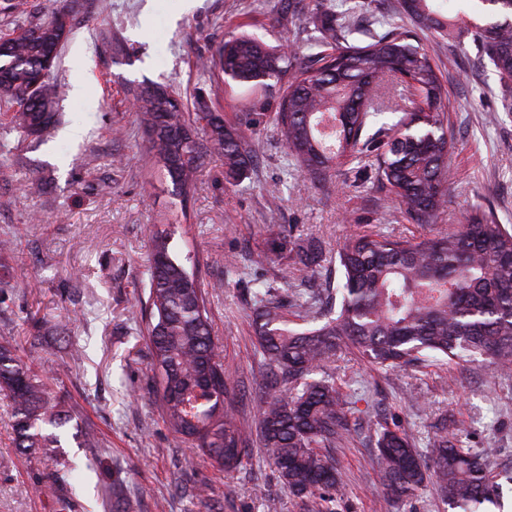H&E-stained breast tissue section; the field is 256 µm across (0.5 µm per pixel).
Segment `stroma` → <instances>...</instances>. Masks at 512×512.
I'll return each mask as SVG.
<instances>
[{
    "mask_svg": "<svg viewBox=\"0 0 512 512\" xmlns=\"http://www.w3.org/2000/svg\"><path fill=\"white\" fill-rule=\"evenodd\" d=\"M24 14L0 13V31L49 19L74 6L73 34L63 45L55 80L64 94L60 122L26 136L0 123V344L53 378V388L76 407L77 424L59 430L53 454L20 453L12 409L0 395V512H56L44 488L66 465L76 512H301L279 484L266 453L253 446L227 474L196 458L165 424L137 317L145 300L147 240L154 224L169 225L178 260L200 253L199 276L222 282L211 305L213 333L235 385L238 419L256 427L264 368L256 352L253 306L236 263L268 259L258 273L274 287L316 289L325 275L275 257L280 228L316 239L326 258L352 235L377 230L419 236L392 195L378 182L354 183L338 169L324 183L286 167L275 123L256 143V163L240 186L224 182V167L206 159L189 200L154 165L132 109L131 91L164 84L192 99L220 102L226 120L253 111L259 97L234 83L215 84L196 67L198 57L237 26L266 43L301 44L312 0L284 14V0H26ZM409 26L413 45L440 72L448 137V206L438 230L464 223L474 206L492 210L512 228V110L505 108L496 70L471 41L449 42L410 25L400 0H363L355 43L394 25ZM128 52L112 55L107 36ZM343 392L364 398L350 420L359 427L337 449L343 491L336 512H449L433 485L397 502L383 494L372 439L378 425L402 424L418 442L438 418L461 430L464 446L492 449L491 473L503 484L499 512H512V377L492 373L483 360L429 362L407 370H378L355 355L330 368ZM124 478L112 490V472Z\"/></svg>",
    "mask_w": 512,
    "mask_h": 512,
    "instance_id": "1",
    "label": "stroma"
}]
</instances>
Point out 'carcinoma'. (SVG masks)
<instances>
[{"mask_svg":"<svg viewBox=\"0 0 512 512\" xmlns=\"http://www.w3.org/2000/svg\"><path fill=\"white\" fill-rule=\"evenodd\" d=\"M436 0H401L403 14L443 39H471L499 77L504 105L512 106V0H475L477 16L450 15ZM356 7L336 11L314 0L308 45L316 66L297 63L299 49L270 46L242 31L217 47V61H202L215 80L252 91L278 90L272 112H247L224 123L215 102L202 95L188 109L165 87L150 83L133 107L151 157L186 198L206 157L223 161L224 181L238 185L254 166L253 144L273 120L297 169L322 183L337 166L374 158L378 183L389 187L411 223H438L448 204L451 143L441 115L442 85L430 55L395 26L365 45L353 42ZM56 16L0 33V106L22 132L40 135L58 123L61 90L42 72L58 60L62 42ZM407 76L411 108L392 102L394 81ZM389 112L397 119L377 125ZM279 253L295 265L322 267L320 245L299 244L279 232ZM167 225L151 231L145 315L146 340L161 414L190 442L197 456L227 473L249 455L251 430L240 425L229 400L232 386L211 333L216 286L172 257ZM257 350L266 368L257 431L278 478L315 512H333L342 490L333 452L352 436L348 396L329 376L341 350L355 351L381 369L404 370L429 358L450 363L480 356L496 373L512 374V232L480 207L465 224L433 237L400 238L364 231L349 238L328 270L326 287L292 295L291 311L278 289H252ZM13 408L15 447L26 453L58 447L55 430L74 412L54 395L48 376L0 345V392ZM381 486L396 500L431 482L454 512H477L494 501L490 456L466 448L448 420L435 424L425 445L404 429L376 432ZM47 494L75 507L72 486L59 477Z\"/></svg>","mask_w":512,"mask_h":512,"instance_id":"obj_1","label":"carcinoma"}]
</instances>
